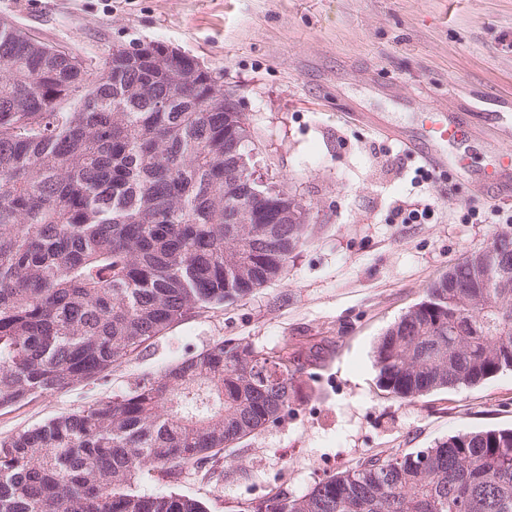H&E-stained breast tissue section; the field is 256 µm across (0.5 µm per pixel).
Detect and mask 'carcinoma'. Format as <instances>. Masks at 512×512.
<instances>
[{
    "mask_svg": "<svg viewBox=\"0 0 512 512\" xmlns=\"http://www.w3.org/2000/svg\"><path fill=\"white\" fill-rule=\"evenodd\" d=\"M0 19V409L98 381L193 314L278 281L311 235L313 207L272 186L241 198L247 113L224 109L196 59L101 60ZM288 223L277 224L283 204ZM248 208L263 220L245 224ZM512 265L485 287L463 259L374 348L402 400L512 369ZM291 358L220 339L162 374L0 439V512H206L174 491L224 449L278 422L298 393ZM252 512H512V429L370 457Z\"/></svg>",
    "mask_w": 512,
    "mask_h": 512,
    "instance_id": "carcinoma-1",
    "label": "carcinoma"
}]
</instances>
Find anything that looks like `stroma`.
<instances>
[{"label":"stroma","mask_w":512,"mask_h":512,"mask_svg":"<svg viewBox=\"0 0 512 512\" xmlns=\"http://www.w3.org/2000/svg\"><path fill=\"white\" fill-rule=\"evenodd\" d=\"M5 17L98 59L157 41L219 72L250 118L258 175L318 219L281 281L172 326L107 379L0 410V438L126 393L219 339L293 354L298 393L221 470H184L176 492L208 512H247L370 457L512 428V370L403 401L379 387L374 362L425 288L512 217V198L475 196L386 133L417 140L432 113L476 117V176L494 146L512 148V0H0ZM417 203L430 217L402 223L398 208ZM472 208L479 223L463 220Z\"/></svg>","instance_id":"35a3bbf8"}]
</instances>
